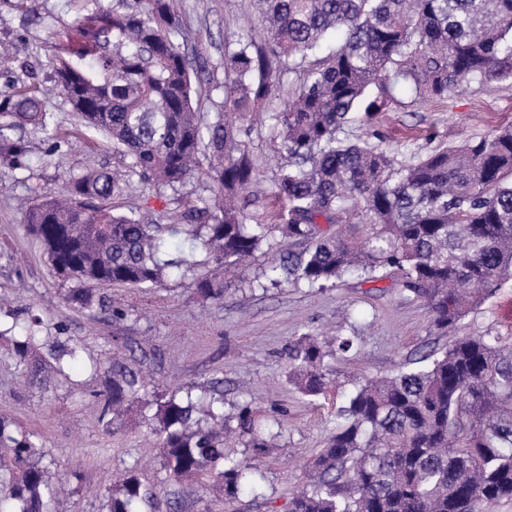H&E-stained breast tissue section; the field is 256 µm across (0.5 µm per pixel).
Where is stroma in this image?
Returning a JSON list of instances; mask_svg holds the SVG:
<instances>
[{"mask_svg": "<svg viewBox=\"0 0 512 512\" xmlns=\"http://www.w3.org/2000/svg\"><path fill=\"white\" fill-rule=\"evenodd\" d=\"M88 0H0V100L16 84H50L60 32L71 28ZM183 49L204 62L201 111H216L224 98V39L251 30L260 34L252 0H184ZM46 110L57 132L26 128L30 153L24 167H0V319L25 303L42 304L53 324L81 339L83 360L43 387L25 388L15 381L12 361L0 351V415L39 433L47 457L61 473L77 470L64 504L66 512H102L99 489L113 472L141 463L142 476L159 485L160 512H169L170 485L158 461L157 441L149 432L151 410H132V426H102L93 392L104 378L92 374L88 361L112 355V338L121 336L125 358L140 368L148 391L224 381V412L251 402L261 415H283L285 425L270 453L258 464L260 495L242 492L236 512H279L301 484L304 465L323 447L336 427V412L358 382L396 372L430 351L442 350L455 336L490 334L512 337V281L503 284L480 307L466 315L452 335L435 333L420 299L403 290L396 275L376 282L347 276L322 290L294 286L250 287L232 281L224 302L202 301L193 276L173 272L152 288L112 287L115 305L126 309L125 321L90 316L61 300L59 280L39 246L22 229L20 204L60 191L85 170L121 167L126 157L105 146L99 136L75 125L64 98H50ZM512 124V82L473 83L454 95L421 103L403 100L377 113L371 124L354 122L343 136L380 146L405 161L440 142L458 143ZM248 148L259 167L260 204L248 207L251 222L269 223L276 198L280 157L269 125L252 126ZM333 327L359 337L358 355H338L327 364L338 384L335 395L309 402L288 379V348L304 333Z\"/></svg>", "mask_w": 512, "mask_h": 512, "instance_id": "obj_1", "label": "stroma"}]
</instances>
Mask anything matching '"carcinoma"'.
I'll return each mask as SVG.
<instances>
[{
	"instance_id": "carcinoma-1",
	"label": "carcinoma",
	"mask_w": 512,
	"mask_h": 512,
	"mask_svg": "<svg viewBox=\"0 0 512 512\" xmlns=\"http://www.w3.org/2000/svg\"><path fill=\"white\" fill-rule=\"evenodd\" d=\"M263 39L242 31L224 41V111L194 106L192 59L181 50L182 0H122L78 17L59 36L54 85L23 86L0 101V163L20 167L28 145L16 131L46 129L56 92L78 122L130 159L123 173L91 168L58 195L29 205L23 229L60 280L63 299L94 316L114 308L103 289L149 288L169 269L196 271V293L219 304L229 277L247 280L266 256L272 285H335L357 274H399L425 301L444 334L512 279V128L439 143L398 163L386 151L339 137L352 115L366 120L399 102L445 99L472 81H512V0H254ZM343 43L319 54L331 31ZM91 58L95 68L80 61ZM296 74L281 109H269L285 75ZM268 114L283 159L273 224L247 223L246 197L259 171L240 120ZM208 163L205 206L186 202L190 253L168 257L179 233L167 211L116 213L106 202L129 178L178 192ZM0 327V341L27 384L83 358L81 341L49 343L43 315L26 306ZM355 337L297 338L289 380L313 402L336 387L325 358L359 352ZM390 376L370 377L337 410L336 428L315 457L287 512H492L512 500V346L500 337L459 336L442 352ZM104 374L95 394L111 429L135 404L156 407L150 433L168 481L215 490L231 505L256 492L257 461L273 447L251 403L224 416L222 381L183 395L145 390L126 361L92 363ZM249 455L237 456L236 447ZM40 436L0 417V512H52L63 481ZM106 512H156L157 487L137 467L107 489Z\"/></svg>"
}]
</instances>
